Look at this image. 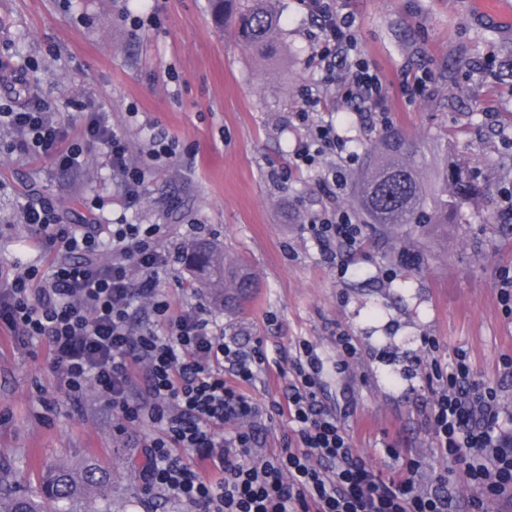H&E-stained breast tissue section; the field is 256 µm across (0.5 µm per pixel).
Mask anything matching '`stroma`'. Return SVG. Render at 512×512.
<instances>
[{
	"label": "stroma",
	"mask_w": 512,
	"mask_h": 512,
	"mask_svg": "<svg viewBox=\"0 0 512 512\" xmlns=\"http://www.w3.org/2000/svg\"><path fill=\"white\" fill-rule=\"evenodd\" d=\"M355 19L357 57L383 87V109L359 112L315 57L318 25L303 0H281L276 51L242 48L214 24L208 0H0V61L31 60L29 89L53 99L80 130L85 108L106 113L133 156L150 135L171 140L177 160L155 169L135 212L163 224L170 247L187 225L203 227L229 259L259 279L236 311L217 310L226 337L243 350L263 339L269 359L249 392L258 404L282 399L295 345L310 341L324 360L320 399L344 422L366 460L383 465L391 444L420 462L428 480L440 459L433 438L428 376L466 353L474 380L497 389L512 411V311L499 292L512 276V0H335ZM143 18L140 30L131 21ZM318 102L305 103L307 90ZM309 120L332 122L343 152L297 168L293 151ZM388 130L415 141L426 204L439 173L467 159L483 187L462 224H401L395 236L362 227L328 262L305 230L324 209L323 174L346 179L341 206L357 211L355 182L366 154ZM49 199L65 223L88 218L103 199L124 211V191L106 155L89 149L82 167L61 174L40 160L0 153V252L39 259L18 207ZM357 348L337 373L336 336ZM438 347L428 350L425 338ZM46 343L19 344L0 330V467L22 490L38 491L50 467L87 461L112 474L110 512H187L143 489L142 449L116 431L94 392L71 401L48 369Z\"/></svg>",
	"instance_id": "obj_1"
}]
</instances>
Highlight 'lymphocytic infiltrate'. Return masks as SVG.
Masks as SVG:
<instances>
[{
	"instance_id": "lymphocytic-infiltrate-1",
	"label": "lymphocytic infiltrate",
	"mask_w": 512,
	"mask_h": 512,
	"mask_svg": "<svg viewBox=\"0 0 512 512\" xmlns=\"http://www.w3.org/2000/svg\"><path fill=\"white\" fill-rule=\"evenodd\" d=\"M304 2L320 23L318 59L348 60L356 49L354 18L337 14L333 0ZM343 94L362 112L383 99L378 77L360 62ZM1 128L12 135L8 152L58 172L80 166L85 147H99L124 177L131 208L142 199L149 166L174 158L161 139L146 160L133 159L125 135L100 112L87 113L71 136L55 101L36 95L22 104L0 97ZM343 147L332 125L316 124L294 161L308 168ZM20 209L43 258H0V326L21 344L49 343L48 369L69 399L94 391L113 418L139 428L146 491L178 500L188 512H454L446 469L423 488L419 463L401 459L399 449L383 450L401 462L391 475L354 450L344 423L317 397L323 361L306 341L298 344L287 396L269 403L270 413L287 416L289 429L280 448L254 457L263 445L261 411L248 389L268 358L262 344L245 351L226 338L205 307L186 310L164 292L161 276L174 258L160 248L163 225L63 224L48 200ZM307 230L330 261L336 244L362 233L350 212L336 207L312 215ZM107 253L111 261L102 262ZM435 378L436 447L477 490L467 512H485L488 500L512 488V442L497 430L500 398L471 378L462 359Z\"/></svg>"
}]
</instances>
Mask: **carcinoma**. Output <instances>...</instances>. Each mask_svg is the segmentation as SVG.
I'll return each instance as SVG.
<instances>
[{
    "label": "carcinoma",
    "mask_w": 512,
    "mask_h": 512,
    "mask_svg": "<svg viewBox=\"0 0 512 512\" xmlns=\"http://www.w3.org/2000/svg\"><path fill=\"white\" fill-rule=\"evenodd\" d=\"M209 10L218 23L229 22L239 43L256 50L274 38L279 26L278 0H208ZM417 146L407 138L387 132L378 141L362 169L359 202L368 224L386 231L399 224L424 222V197L416 171ZM451 195L440 199L429 219L439 224L448 214L462 223L460 213L479 192L466 165L457 163L441 173ZM181 260L201 288L213 295L214 304L225 309L244 303L256 286L249 266L242 261L224 260V247L209 240L188 243ZM111 473L93 462L78 469L59 465L48 472L40 494L21 492L0 474V512H79L77 504L89 495L108 497Z\"/></svg>",
    "instance_id": "carcinoma-1"
}]
</instances>
